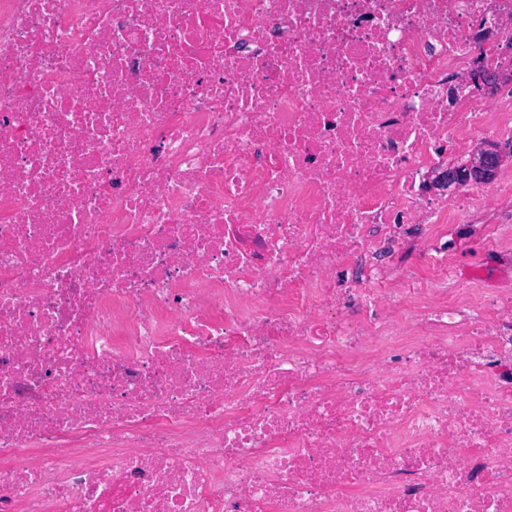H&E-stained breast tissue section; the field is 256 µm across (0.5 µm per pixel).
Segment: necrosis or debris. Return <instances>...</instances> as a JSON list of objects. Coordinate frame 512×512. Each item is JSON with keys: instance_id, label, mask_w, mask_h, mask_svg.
Listing matches in <instances>:
<instances>
[{"instance_id": "necrosis-or-debris-1", "label": "necrosis or debris", "mask_w": 512, "mask_h": 512, "mask_svg": "<svg viewBox=\"0 0 512 512\" xmlns=\"http://www.w3.org/2000/svg\"><path fill=\"white\" fill-rule=\"evenodd\" d=\"M512 0H0V512H512ZM499 147L508 152L512 151V141H500ZM498 146L479 148L464 163L449 165L436 176V184L448 191H454L472 181H492L498 172V178L509 174L512 177V157L502 165L504 153ZM502 165V167H501ZM501 167V168H500ZM498 211L512 215V194L498 197L490 209L478 212L473 217L465 219L461 224H498L495 220Z\"/></svg>"}]
</instances>
